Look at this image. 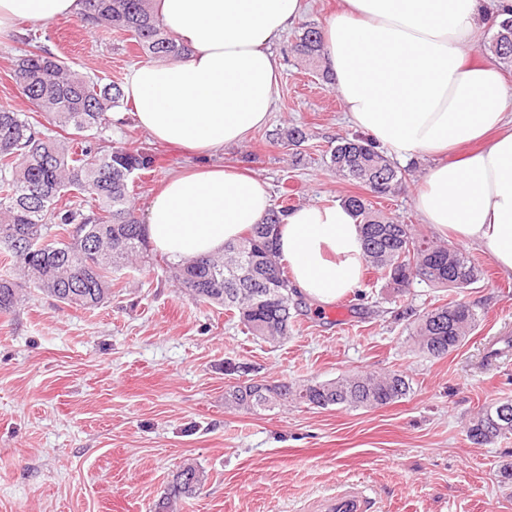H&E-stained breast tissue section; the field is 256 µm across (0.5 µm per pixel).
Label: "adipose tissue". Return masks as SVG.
Segmentation results:
<instances>
[{
	"label": "adipose tissue",
	"instance_id": "1",
	"mask_svg": "<svg viewBox=\"0 0 512 512\" xmlns=\"http://www.w3.org/2000/svg\"><path fill=\"white\" fill-rule=\"evenodd\" d=\"M188 54L135 68L124 87L138 126L198 157L167 177L147 209L153 248L172 261L223 252L269 208L259 177L210 163L264 126L280 64L272 51L303 0H154ZM80 0H0V37L21 20L80 12ZM512 0H343L322 35L328 70L350 122L399 160L432 164L416 198L423 223L492 257L512 276V90L497 58L468 51ZM476 149L457 156L465 144ZM276 247L298 293L329 304L360 288L364 243L342 204L289 211Z\"/></svg>",
	"mask_w": 512,
	"mask_h": 512
}]
</instances>
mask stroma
Here are the masks:
<instances>
[{"mask_svg": "<svg viewBox=\"0 0 512 512\" xmlns=\"http://www.w3.org/2000/svg\"><path fill=\"white\" fill-rule=\"evenodd\" d=\"M26 33L107 81L127 80L143 63L133 45L76 17L18 21L0 38V105L21 112L31 106L10 71ZM296 36L289 31L274 46L282 70L269 123L212 160L265 180L271 206L332 205L356 187L320 157L355 130L331 84L293 52ZM295 126L307 134L297 157L271 139ZM96 137L155 154L131 197L140 218L167 175L197 162L129 115ZM430 165L406 163L400 189L378 204L425 236L415 198ZM462 250L482 272L469 288L416 280L397 294L368 269L361 288L342 298L346 321L302 300L280 344L176 288L158 252L115 272L111 302L91 312L26 286L22 302L0 314V512H154L189 464L204 481L177 512H308L346 482L369 488L373 512H512V435L483 447L466 436L482 407L512 400V277L481 249ZM451 297L478 311L476 329L444 357L420 353L413 321ZM228 361L249 377L293 384L399 372L411 391L368 410L288 403L248 413L224 400L242 377L225 374Z\"/></svg>", "mask_w": 512, "mask_h": 512, "instance_id": "35a3bbf8", "label": "stroma"}]
</instances>
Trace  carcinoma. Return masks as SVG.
<instances>
[{
  "label": "carcinoma",
  "instance_id": "1",
  "mask_svg": "<svg viewBox=\"0 0 512 512\" xmlns=\"http://www.w3.org/2000/svg\"><path fill=\"white\" fill-rule=\"evenodd\" d=\"M80 19L107 33L127 36L148 57L180 60L187 49L161 25L152 0H82ZM494 33L483 51L512 68V16L493 15ZM293 51L321 70L325 50L319 25L300 27ZM15 85L28 103L48 118L44 125L9 106H0V312L20 302L17 274L56 301L95 310L112 298V270L147 257L148 241L131 205L134 174L154 167V155L121 146L105 148L89 140V132L111 124L110 113L123 104V83L103 82L73 70L61 57L34 45L16 58ZM306 133L293 127L276 143L301 146ZM323 163L342 178L364 188L341 199L361 229L365 262L387 286L403 290L419 278L432 285L464 289L480 280L481 272L461 250L418 238L409 224H401L376 209L372 199L396 192L402 173L369 138L343 137L322 155ZM286 206L268 210L260 223L224 247V254L184 260L173 267L179 289L194 300L224 308L257 337L288 339L295 308V289L275 247V229L288 213ZM23 236L26 248L13 245ZM479 321L476 310L459 299L433 307L414 321L419 350L443 357L458 348ZM409 380L398 373L357 372L324 382L294 386L277 381L263 391L236 385L225 402L248 411L289 401L314 407L343 405L374 409L405 398ZM498 401L482 409L467 426L474 445L484 446L512 434V418L501 427ZM189 485L175 475L158 503L167 512L178 499L194 496L202 472Z\"/></svg>",
  "mask_w": 512,
  "mask_h": 512
}]
</instances>
